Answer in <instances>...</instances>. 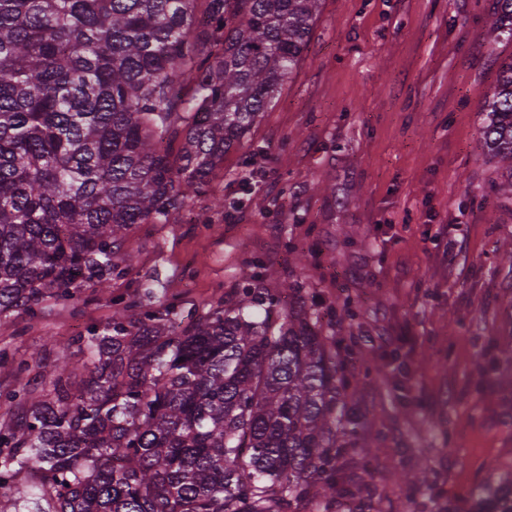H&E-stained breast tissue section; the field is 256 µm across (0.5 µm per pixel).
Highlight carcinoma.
<instances>
[{
	"mask_svg": "<svg viewBox=\"0 0 512 512\" xmlns=\"http://www.w3.org/2000/svg\"><path fill=\"white\" fill-rule=\"evenodd\" d=\"M321 0H0V319L126 275L137 224L207 193L296 70ZM490 41L512 40L495 0ZM482 135L512 197V59ZM152 291L51 347L0 401V512H333L359 435L314 313L245 286L187 312ZM473 512H512V472Z\"/></svg>",
	"mask_w": 512,
	"mask_h": 512,
	"instance_id": "cac0c4a2",
	"label": "carcinoma"
}]
</instances>
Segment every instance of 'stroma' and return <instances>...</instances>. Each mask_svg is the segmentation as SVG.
I'll list each match as a JSON object with an SVG mask.
<instances>
[{
    "mask_svg": "<svg viewBox=\"0 0 512 512\" xmlns=\"http://www.w3.org/2000/svg\"><path fill=\"white\" fill-rule=\"evenodd\" d=\"M493 0H322L299 68L230 150L208 194L128 236L132 270L78 308L0 319V393L20 361L55 352L112 316V298L153 288L200 309L273 270L300 284L322 333L347 347L368 448L348 475L367 512H471L493 468L512 469V198L482 139V106L512 41L483 38ZM249 180L263 207L223 215ZM464 242L466 262L453 260ZM307 261L297 264L295 252ZM349 305L352 317L334 314ZM424 467L429 484L400 473Z\"/></svg>",
    "mask_w": 512,
    "mask_h": 512,
    "instance_id": "35a3bbf8",
    "label": "stroma"
}]
</instances>
